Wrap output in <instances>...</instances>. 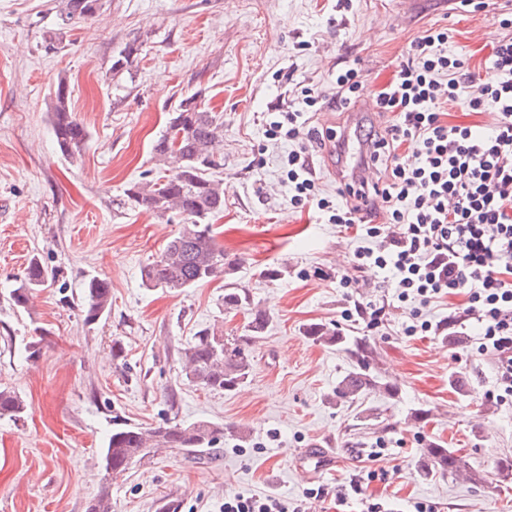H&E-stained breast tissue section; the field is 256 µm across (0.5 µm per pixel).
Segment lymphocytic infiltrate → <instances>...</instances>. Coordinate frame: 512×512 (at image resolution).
Masks as SVG:
<instances>
[{
  "instance_id": "f902f5d3",
  "label": "lymphocytic infiltrate",
  "mask_w": 512,
  "mask_h": 512,
  "mask_svg": "<svg viewBox=\"0 0 512 512\" xmlns=\"http://www.w3.org/2000/svg\"><path fill=\"white\" fill-rule=\"evenodd\" d=\"M485 79L475 94L460 88L470 73L448 52V31H428L399 63L392 81L374 92L381 112L397 121L384 132H368L374 150L367 162L375 178L345 185L348 199L321 196L306 151L285 158L291 205H310L328 223L355 228L357 235L381 239L379 249L358 247L354 267L382 270L400 302L421 306L447 295L467 294V311L483 336V350L496 366V398L512 399V15L498 18ZM318 102L302 91L278 113L266 133L299 139ZM494 112L492 130L448 125L441 107ZM415 149L414 163L401 162L403 144ZM384 212L386 221L371 224Z\"/></svg>"
}]
</instances>
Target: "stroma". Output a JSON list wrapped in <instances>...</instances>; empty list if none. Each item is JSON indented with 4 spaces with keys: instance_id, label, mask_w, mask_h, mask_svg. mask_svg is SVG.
I'll return each mask as SVG.
<instances>
[{
    "instance_id": "35a3bbf8",
    "label": "stroma",
    "mask_w": 512,
    "mask_h": 512,
    "mask_svg": "<svg viewBox=\"0 0 512 512\" xmlns=\"http://www.w3.org/2000/svg\"><path fill=\"white\" fill-rule=\"evenodd\" d=\"M63 0H0V386L24 417L0 419V512H86L103 479L117 424L200 419L239 429L201 458L159 451L110 482L112 512H222L235 494L276 495L301 512H512V403L494 396L496 371L481 351L467 297L423 308L431 331L407 333L414 302H399L376 269L354 273L355 231L320 223L288 202L283 161L294 142L268 139L266 121L303 87L324 104L310 127H342L328 105L338 72L354 66L369 89L393 77L411 44L446 27L448 51L476 78L512 0L449 13L444 0H104L92 21L66 20ZM142 50L113 72L127 43ZM87 128L75 159L58 151L50 112L58 82ZM222 116L224 215L214 227L234 271L177 292L143 287L180 226L122 203L141 175H166L152 153L180 100ZM49 272L30 301L11 291L31 256ZM277 277H267V270ZM112 288V307L84 321L89 278ZM248 306L224 305L228 288ZM385 313L366 325L355 303ZM269 322L247 381L230 393L190 385L181 351L204 327L240 335L249 311ZM312 323L366 338L382 382L363 403L334 395L348 354L307 337ZM45 342L39 357L26 344ZM123 356L113 359V343ZM456 451L469 470L423 477L422 448ZM331 448L336 477H302L300 449ZM367 478L364 494L349 483Z\"/></svg>"
}]
</instances>
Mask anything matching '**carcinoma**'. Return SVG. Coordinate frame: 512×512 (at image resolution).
Here are the masks:
<instances>
[{
    "label": "carcinoma",
    "instance_id": "carcinoma-1",
    "mask_svg": "<svg viewBox=\"0 0 512 512\" xmlns=\"http://www.w3.org/2000/svg\"><path fill=\"white\" fill-rule=\"evenodd\" d=\"M99 0H66L65 15L69 20L87 21L100 15ZM140 46L132 42L120 51L112 63L118 72L133 63ZM52 131L57 147L65 158H73L84 146L88 132L69 108V91L58 82L52 105ZM224 123L203 108L192 109L182 101L170 113L165 131L152 146L153 156L161 162L174 159L176 166L164 179L136 181L125 189L128 203L161 218L178 220L179 233L170 239L162 254L141 270L142 283L147 288L178 291L211 281L220 274H231L224 266V248L213 231V220L224 212V182L217 178L222 168L214 149L223 135ZM47 271L33 258L26 273L12 290V300L24 306L33 290L43 285ZM249 298L241 288L224 293V306L238 308ZM112 306V291L103 279L92 278L83 293L84 319L94 324L108 314ZM269 317L258 311L250 314L244 324V334L224 336L202 329L196 332L182 351V371L187 382L208 391L232 392L246 380L254 361V346L262 339ZM306 335L315 342L341 347L354 359L353 368L336 386V400H356L379 386L374 374L373 352L366 340H354L321 323L306 328ZM25 404L18 394L0 388V419L18 420ZM237 431L207 420L182 425L169 421L142 427L124 424L109 436L102 455L105 476L126 472L129 466L155 448L178 450L184 454L203 453L215 447L224 434ZM467 471L462 458L449 448L429 443L421 449L420 474L457 475ZM87 512H112V495L107 483L89 502Z\"/></svg>",
    "mask_w": 512,
    "mask_h": 512
}]
</instances>
